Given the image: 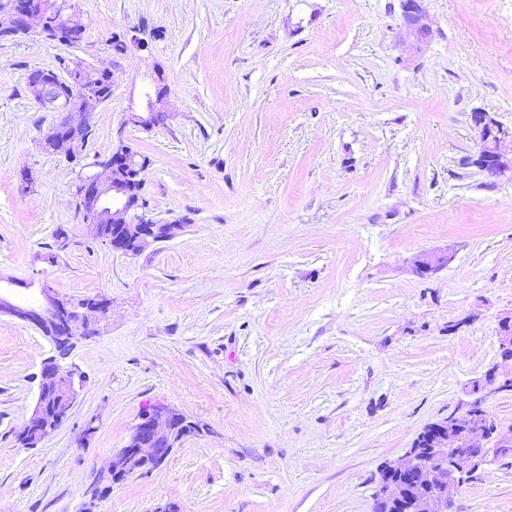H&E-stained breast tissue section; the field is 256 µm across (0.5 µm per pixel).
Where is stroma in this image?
<instances>
[{
  "mask_svg": "<svg viewBox=\"0 0 512 512\" xmlns=\"http://www.w3.org/2000/svg\"><path fill=\"white\" fill-rule=\"evenodd\" d=\"M70 3L79 43L0 48V279L26 303L46 286L110 308L59 358L83 386L34 448L17 436L57 351L0 314V512H84L152 405L207 431L96 512H372L380 469L468 382L512 369V178L472 166L470 120L512 127V0H423L424 42L402 33L400 0ZM133 30L148 50L113 54ZM64 58L112 73L85 161L120 140L147 156L143 193L154 220H183L174 238L127 255L91 235L80 165L43 146L59 115L26 88ZM155 80L164 123L126 124ZM445 250L446 268L417 272ZM453 512H512V454ZM453 257L450 251L429 254L417 261L416 269L422 275H433L451 263Z\"/></svg>",
  "mask_w": 512,
  "mask_h": 512,
  "instance_id": "35a3bbf8",
  "label": "stroma"
}]
</instances>
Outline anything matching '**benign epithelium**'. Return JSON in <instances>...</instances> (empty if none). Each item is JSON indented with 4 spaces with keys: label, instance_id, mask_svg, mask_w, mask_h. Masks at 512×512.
Returning a JSON list of instances; mask_svg holds the SVG:
<instances>
[{
    "label": "benign epithelium",
    "instance_id": "7a95c632",
    "mask_svg": "<svg viewBox=\"0 0 512 512\" xmlns=\"http://www.w3.org/2000/svg\"><path fill=\"white\" fill-rule=\"evenodd\" d=\"M421 0H401L406 33L416 40L430 35V25L420 6ZM54 13L62 33L75 37L82 33V24L75 12L65 11L56 0H9L0 9V29L16 34H27L42 27L44 17ZM98 71L83 65L66 75H51L44 70H33L27 83L31 96L51 112H61L63 117L54 124L44 138L46 150L66 149L70 157L83 152L87 139L75 135L74 129L91 128L90 114L99 105L91 87ZM165 93L161 92L138 108H130L125 123L143 129L153 127L155 113L164 110ZM471 121L479 139L478 163L481 170L493 178L512 174V129L498 123L484 111L471 113ZM133 159L123 140L112 147V153L91 163L106 173V178L93 173L81 177L79 206L84 222L94 224H130L145 241L167 237L171 224H161L140 212L138 205L122 204L111 207V198H124L125 188L120 174L128 169ZM453 260L450 251L433 253L417 261L416 269L423 275H433ZM41 299L35 305H24L0 291V314H10L46 334L73 337L79 335L82 325L79 306L51 288L40 289ZM498 342L500 355L512 359V315L499 321ZM512 390V371L501 373L489 368L468 389L472 400L464 412H453L448 417L425 426L432 437L426 451L410 448L401 463L391 467L397 474H424L432 493L419 502L416 512H450L454 497L464 483L468 465L483 467L491 464L506 448H512V431H497L490 417L478 423L471 422L474 411L484 410L483 404L491 394ZM78 397L75 372L62 373L53 362L45 363L39 385V395L30 424L44 421L62 424ZM170 417L156 411L137 418L131 426L121 448L112 451L104 469L118 467L124 475L135 472L148 473L163 463L180 444Z\"/></svg>",
    "mask_w": 512,
    "mask_h": 512
}]
</instances>
